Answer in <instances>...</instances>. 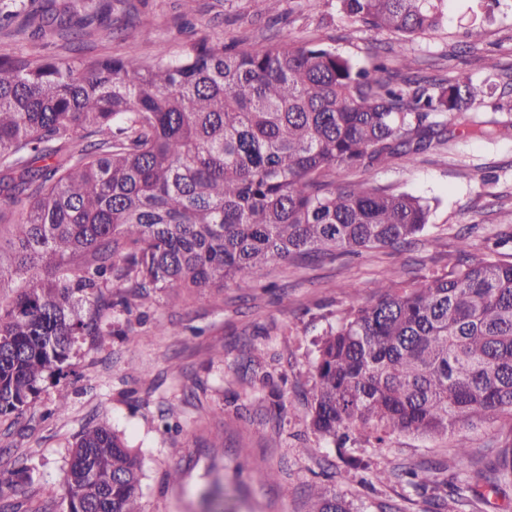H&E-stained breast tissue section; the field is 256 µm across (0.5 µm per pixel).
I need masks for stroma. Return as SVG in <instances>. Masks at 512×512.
Here are the masks:
<instances>
[{"mask_svg":"<svg viewBox=\"0 0 512 512\" xmlns=\"http://www.w3.org/2000/svg\"><path fill=\"white\" fill-rule=\"evenodd\" d=\"M112 11L81 41L53 32L0 28V51L85 57L179 56L200 38L238 47L319 43L359 65L374 56L408 74L494 78L496 97L477 107L489 136L456 133L447 144L372 172L377 185L432 204L428 227L408 249L378 248L321 263L275 262L252 281L203 294L158 290L145 307L103 316L108 335L81 337L66 377L48 380L22 413L0 418V512H67L71 446L105 422L125 434L141 459V512H206L216 493L224 512H307L309 493L336 491L351 512H458L449 463L456 435L392 433L383 448L356 435L345 448L324 442L307 418L316 344L353 305L375 294L382 273L410 280L447 271L460 236L473 252L512 262V0H446L440 27L405 45L393 34L347 20L337 0H281L256 14L251 0H111ZM483 38L469 47L466 31ZM498 64L489 75L487 60ZM344 283L356 292L341 291ZM176 324L187 336L167 333ZM65 412H57L60 400ZM434 468L421 491L403 473Z\"/></svg>","mask_w":512,"mask_h":512,"instance_id":"stroma-1","label":"stroma"}]
</instances>
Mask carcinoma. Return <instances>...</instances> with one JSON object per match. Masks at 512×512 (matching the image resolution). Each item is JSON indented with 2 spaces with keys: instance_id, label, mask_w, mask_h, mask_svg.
<instances>
[{
  "instance_id": "1",
  "label": "carcinoma",
  "mask_w": 512,
  "mask_h": 512,
  "mask_svg": "<svg viewBox=\"0 0 512 512\" xmlns=\"http://www.w3.org/2000/svg\"><path fill=\"white\" fill-rule=\"evenodd\" d=\"M12 0L0 21L77 36L93 17L51 19ZM353 23L404 43L439 27L445 0H339ZM496 84L422 81L381 59L358 66L307 41L227 50L206 38L173 59L69 63L0 52V224L11 254L0 288V416L21 413L67 375L81 336L104 335L77 294L102 308L144 305L162 288L204 293L273 262L399 249L429 224L428 201L375 184L393 159L448 143L435 117L490 134L473 114ZM43 165H37V162ZM344 169L366 178L337 182ZM126 289L117 298L110 287ZM312 429L324 440L370 430L446 435L512 421V263L460 238L448 272L389 274L374 298L323 337L312 364ZM455 502L477 512L512 484V448L474 469L458 440ZM417 491L429 469L405 473ZM142 464L105 423L83 431L67 471V512H139ZM309 512H349L332 494Z\"/></svg>"
}]
</instances>
